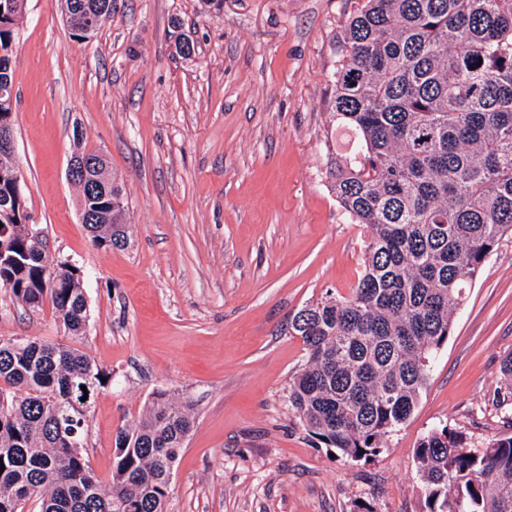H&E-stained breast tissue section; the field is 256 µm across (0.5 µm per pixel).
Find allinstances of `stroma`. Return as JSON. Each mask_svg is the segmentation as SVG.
<instances>
[{
	"label": "stroma",
	"instance_id": "1",
	"mask_svg": "<svg viewBox=\"0 0 512 512\" xmlns=\"http://www.w3.org/2000/svg\"><path fill=\"white\" fill-rule=\"evenodd\" d=\"M348 0H115L91 38L59 0H26L14 45L16 147L26 209L52 260L83 273L90 317L68 336L0 287V337L61 342L111 380L88 416L85 457L109 480L119 427L153 391L191 400L167 512H424L414 449L432 427L481 446L508 426L512 236L477 273L407 422L377 457L314 447L288 402L307 360L288 322L348 294L368 237L327 184L350 137L329 74ZM189 38L192 58L178 56ZM124 184L131 240L97 249L67 177L75 141Z\"/></svg>",
	"mask_w": 512,
	"mask_h": 512
}]
</instances>
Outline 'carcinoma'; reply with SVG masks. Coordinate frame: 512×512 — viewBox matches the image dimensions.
<instances>
[{
	"instance_id": "obj_1",
	"label": "carcinoma",
	"mask_w": 512,
	"mask_h": 512,
	"mask_svg": "<svg viewBox=\"0 0 512 512\" xmlns=\"http://www.w3.org/2000/svg\"><path fill=\"white\" fill-rule=\"evenodd\" d=\"M0 17V119L16 121L14 41L24 0ZM72 36L112 15L108 0H60ZM330 106L351 136L329 170L342 215L370 229L363 272L346 296L306 304L289 330L305 367L288 400L316 446L346 460L379 455L410 418L432 362L447 341L466 289L501 238L512 233V0H354ZM102 182L89 206L93 246L129 242L123 186L100 151ZM8 251L0 285L32 312L50 306L81 335L88 302L79 268L52 263L19 219L25 198L0 178ZM512 411V356L503 363ZM108 374L62 343L0 338V512H166L193 405L153 392L139 419L118 429L103 482L85 456L90 402ZM86 390H81V387ZM426 512H512V434L479 448L448 426L414 448Z\"/></svg>"
}]
</instances>
